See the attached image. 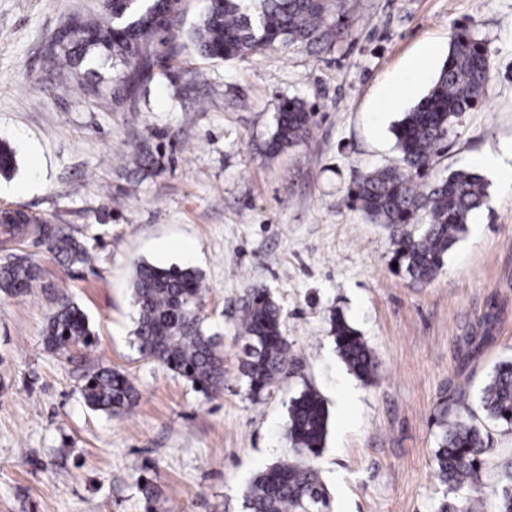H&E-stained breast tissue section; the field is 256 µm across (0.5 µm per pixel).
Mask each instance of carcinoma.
Masks as SVG:
<instances>
[{
    "label": "carcinoma",
    "instance_id": "carcinoma-1",
    "mask_svg": "<svg viewBox=\"0 0 512 512\" xmlns=\"http://www.w3.org/2000/svg\"><path fill=\"white\" fill-rule=\"evenodd\" d=\"M341 0H210L199 21L184 28L181 0H102L93 18L73 16L55 32L43 50L48 73L109 87L108 100L125 99L137 86L162 76L172 80V62L190 48L206 59L234 60L261 50L312 47L333 42L344 33L336 19ZM493 64L483 39L470 28L450 38L448 57L428 93L394 125L399 157L390 166L359 175L352 199L375 224L391 233L389 263L393 273L430 281L443 268L448 251L467 231L471 215L487 202V182L472 170H456L444 178L422 179L446 148L459 118L483 98ZM266 150L277 154L305 142L313 114L303 99H282ZM133 165L158 164L147 146L131 153ZM16 168L15 150L0 142V175ZM33 231L61 264H83L86 245L62 225H52L23 209L0 210V235L9 239ZM41 278L40 266L13 253L0 260V291L23 294ZM133 297L137 318L135 341L141 355L187 378L202 392L224 386V359L216 336L207 332L200 305L201 273L190 265L160 267L134 263ZM337 352L348 370L362 381L377 375L372 350L340 314L331 317ZM238 335L243 342L242 374L250 400L267 396L288 371L289 342L282 312L263 286L247 289L240 306ZM45 344L66 354L93 336L85 312L73 301L61 302L45 329ZM92 411L117 416L133 403L136 391L128 377L100 369L81 386ZM485 415L512 430V359L500 363L481 393ZM329 411L320 393L304 387L290 400L285 438L291 448L317 457L325 447ZM441 440L435 451V477L455 490L470 489L461 512L480 507V456L485 450L481 427L468 416L449 422L439 418ZM326 485L319 470L303 460H281L248 483L244 512H330Z\"/></svg>",
    "mask_w": 512,
    "mask_h": 512
}]
</instances>
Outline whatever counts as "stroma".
<instances>
[{"label":"stroma","mask_w":512,"mask_h":512,"mask_svg":"<svg viewBox=\"0 0 512 512\" xmlns=\"http://www.w3.org/2000/svg\"><path fill=\"white\" fill-rule=\"evenodd\" d=\"M100 9L101 0H0V140L17 155L13 176L0 177V209L20 205L67 225L91 254L69 267L27 236L17 251L40 265L44 284L0 292V512H242L252 476L291 457L288 403L307 385L330 413L315 464L332 512H434L442 499L459 512L460 494L434 476L435 418L477 408L495 366L512 359V180L483 163L512 146V0H342L345 31L329 47L231 62L185 53L174 71L196 81L197 100L177 101L158 78L115 109L42 67L57 28ZM463 26L484 39L494 69L482 106L463 114L430 174L481 173L488 200L423 282L390 271L389 229L356 209L348 188L396 159L393 123L432 86ZM431 44L438 55L414 82L409 64ZM293 96L314 111L310 138L268 156L277 105ZM152 133L165 138L163 170L135 174L131 145ZM166 241L184 248L160 251ZM138 260L200 270L206 324L224 357L219 394L139 354ZM253 286L281 306L294 361L259 402L246 395L237 337ZM65 299L87 313L92 349L46 347ZM335 313L372 349L375 381L340 359ZM99 368L136 389L122 417L83 404V379ZM481 424L482 512H494L512 471V432Z\"/></svg>","instance_id":"1"}]
</instances>
